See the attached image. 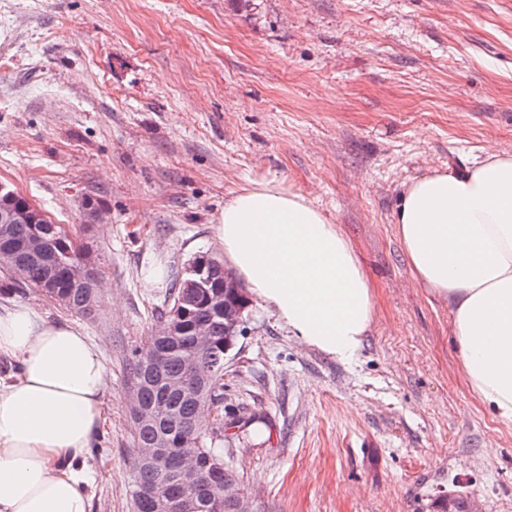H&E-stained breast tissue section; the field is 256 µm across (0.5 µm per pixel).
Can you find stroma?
<instances>
[{
    "label": "stroma",
    "instance_id": "obj_1",
    "mask_svg": "<svg viewBox=\"0 0 512 512\" xmlns=\"http://www.w3.org/2000/svg\"><path fill=\"white\" fill-rule=\"evenodd\" d=\"M488 151L512 154V0H0V184L103 284L89 318L13 296L102 345L92 512H132L131 353L171 274L223 259L224 203L261 181L341 226L375 303L342 363L250 296L215 446L253 512H433L444 494L512 512V423L469 393L395 224L403 183Z\"/></svg>",
    "mask_w": 512,
    "mask_h": 512
}]
</instances>
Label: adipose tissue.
I'll return each mask as SVG.
<instances>
[{"mask_svg":"<svg viewBox=\"0 0 512 512\" xmlns=\"http://www.w3.org/2000/svg\"><path fill=\"white\" fill-rule=\"evenodd\" d=\"M395 224L415 280L451 306L470 393L512 422V155L405 183ZM230 267L303 344L348 362L373 286L339 225L272 182L232 194L215 227ZM0 512H91L84 461L105 419L101 346L66 320L0 296Z\"/></svg>","mask_w":512,"mask_h":512,"instance_id":"adipose-tissue-1","label":"adipose tissue"}]
</instances>
